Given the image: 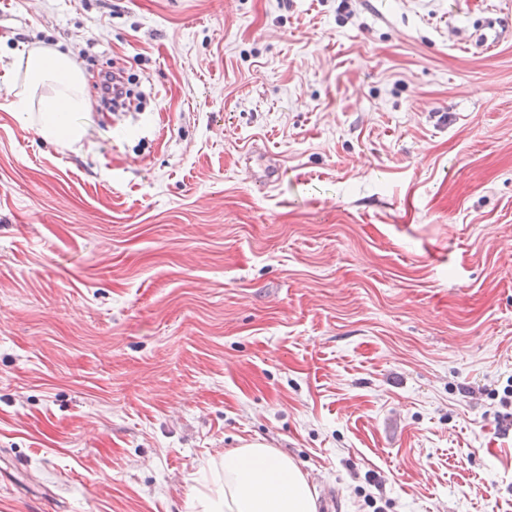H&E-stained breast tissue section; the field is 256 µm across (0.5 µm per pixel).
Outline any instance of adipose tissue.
I'll return each instance as SVG.
<instances>
[{"label":"adipose tissue","mask_w":512,"mask_h":512,"mask_svg":"<svg viewBox=\"0 0 512 512\" xmlns=\"http://www.w3.org/2000/svg\"><path fill=\"white\" fill-rule=\"evenodd\" d=\"M22 74L0 76L10 111L45 140L71 146L84 129L72 117L89 108L86 77L70 53L31 47L20 53ZM211 486L197 499L198 512H317V494L286 454L261 442L226 450L210 466Z\"/></svg>","instance_id":"ef3b65f1"}]
</instances>
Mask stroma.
I'll list each match as a JSON object with an SVG mask.
<instances>
[{
  "mask_svg": "<svg viewBox=\"0 0 512 512\" xmlns=\"http://www.w3.org/2000/svg\"><path fill=\"white\" fill-rule=\"evenodd\" d=\"M26 43L91 109L0 85V512H195L254 441L330 512H512V0H0ZM21 77L13 69L2 81L12 99L8 108L27 121L36 134L65 147L79 142L84 129L72 121L89 108L87 80L69 52L50 47H23L20 53ZM38 99V107H34Z\"/></svg>",
  "mask_w": 512,
  "mask_h": 512,
  "instance_id": "1",
  "label": "stroma"
}]
</instances>
